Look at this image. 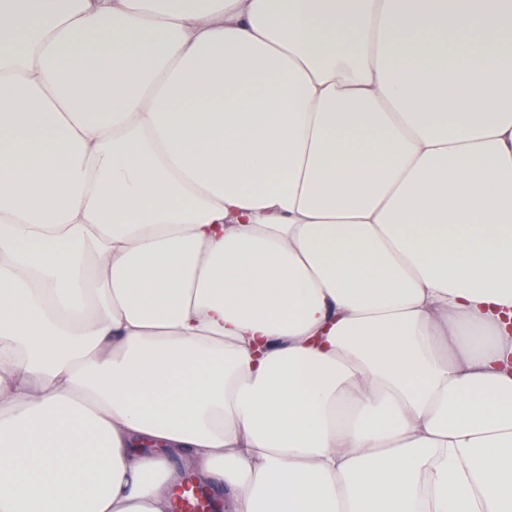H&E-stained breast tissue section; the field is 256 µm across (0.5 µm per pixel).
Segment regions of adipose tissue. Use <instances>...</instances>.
Returning <instances> with one entry per match:
<instances>
[{"mask_svg": "<svg viewBox=\"0 0 512 512\" xmlns=\"http://www.w3.org/2000/svg\"><path fill=\"white\" fill-rule=\"evenodd\" d=\"M512 0H0V512H512Z\"/></svg>", "mask_w": 512, "mask_h": 512, "instance_id": "adipose-tissue-1", "label": "adipose tissue"}]
</instances>
